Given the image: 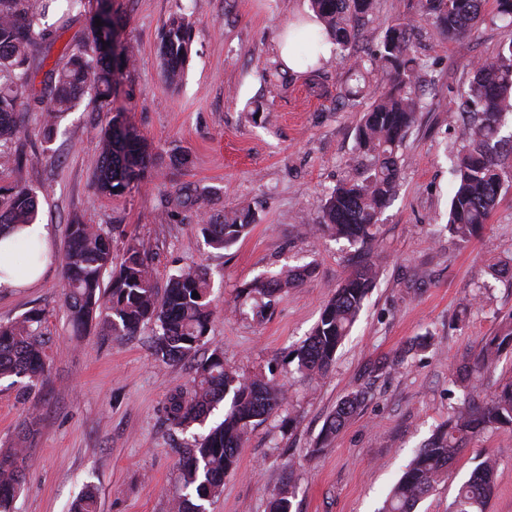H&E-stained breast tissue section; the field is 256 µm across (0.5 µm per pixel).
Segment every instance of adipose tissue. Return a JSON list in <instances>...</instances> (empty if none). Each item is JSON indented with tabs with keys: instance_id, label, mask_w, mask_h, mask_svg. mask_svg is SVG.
Instances as JSON below:
<instances>
[{
	"instance_id": "1",
	"label": "adipose tissue",
	"mask_w": 512,
	"mask_h": 512,
	"mask_svg": "<svg viewBox=\"0 0 512 512\" xmlns=\"http://www.w3.org/2000/svg\"><path fill=\"white\" fill-rule=\"evenodd\" d=\"M51 227L43 222L26 225L0 237V289L28 288L38 283L52 260Z\"/></svg>"
}]
</instances>
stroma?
Returning a JSON list of instances; mask_svg holds the SVG:
<instances>
[{
	"mask_svg": "<svg viewBox=\"0 0 512 512\" xmlns=\"http://www.w3.org/2000/svg\"><path fill=\"white\" fill-rule=\"evenodd\" d=\"M127 23L122 43L135 62L122 70L109 109L84 96L57 137L39 135L45 74L89 31L88 10L52 0L36 36L31 66L35 93L21 100L29 154L27 183L51 226L53 262L36 285L0 291V321L41 312L47 371L31 393L0 380V448L26 449L24 485L14 512H70L85 486H94L99 512H170L178 488L175 447L190 433L170 428L164 404L188 387L194 359L159 362L154 323L117 339L94 326L75 335L63 301L62 256L73 219L113 231L121 260L129 241L151 257L157 288L184 266L207 267L216 313L205 344L221 348L226 367L244 375L273 373L287 392L283 410L252 430L238 471L225 478L209 512H268L271 493L293 474V512H378L414 452L448 420L462 392L450 368L499 333L512 313V182H506L485 228L469 243L446 230L452 165L463 125L451 109L472 64L492 57L503 38L486 20L456 41L428 30V108L398 152L399 190L385 210L373 246L379 265L369 294L333 370L310 381L290 360L317 322L323 303L352 264L356 246L313 234L321 199L362 171L370 157L356 126L366 100L344 104L340 93L352 61L372 51L387 23L409 16L417 0H376L352 47H332L315 67L288 68L280 37L306 17L308 0H116ZM191 23L183 77L169 85L158 48L175 14ZM121 111L150 143L155 167L139 186L118 196L93 185L99 159L95 125ZM184 151L190 164L171 170ZM203 192L214 213L243 207L254 223L233 246L208 248L202 215L185 204ZM311 264L312 274L273 301L242 295L256 277ZM431 345L412 350L413 340ZM403 355L394 369L370 375L374 362ZM363 388L364 400L336 437L319 442L338 401ZM497 463L487 512H512V430L481 434L465 449L416 512H449L458 486L485 459Z\"/></svg>",
	"mask_w": 512,
	"mask_h": 512,
	"instance_id": "stroma-1",
	"label": "stroma"
}]
</instances>
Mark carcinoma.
Returning a JSON list of instances; mask_svg holds the SVG:
<instances>
[{"mask_svg":"<svg viewBox=\"0 0 512 512\" xmlns=\"http://www.w3.org/2000/svg\"><path fill=\"white\" fill-rule=\"evenodd\" d=\"M35 0H0V232L31 224L38 217L36 192L27 185V158L12 149L25 127L26 113L18 111L19 96L32 90L35 72L28 58L36 29L44 13ZM97 3L83 45L65 53V61L47 72L49 106L41 114L44 142L52 141L62 119L74 111L86 93L110 105L116 91L115 76L133 63L129 52L118 53L114 37L122 28L112 0H73L82 7ZM376 0H310L322 30L296 32L292 51L311 65L313 50L326 36L344 48L359 37V22L373 14ZM486 0H420L415 18H398L384 28L377 49L368 58L358 57L349 68L348 98L355 100L384 83L380 94L362 113L356 133L361 148L374 163L363 176L337 186L321 203V220L314 230L345 239L363 251L371 249L377 224L399 187L397 153L408 129L426 107L421 65L415 57L413 33L426 24L444 38H462L485 16ZM492 18L503 23L505 34L491 59L472 66L467 87L455 111L466 127L453 165L454 187L448 210V233L467 243L483 229L498 204L508 172L499 151L501 129L512 112V0H495ZM190 23L182 16L170 18L161 35V68L165 81L181 79L188 54ZM100 162L94 174L96 189L118 196L139 183L154 157L145 139L118 112L96 132ZM190 203L203 213L199 224L205 244L224 250L236 244L253 222L249 210L218 218L207 210V196L199 193ZM64 302L72 327L86 332L97 319L114 336H133L146 322L156 325L155 356L177 363L196 355L210 331L214 316L210 276L201 265L186 266L172 275L164 291L155 286L147 253L128 243L119 266L112 267V231L74 220L68 225V244L63 257ZM111 272L109 283L103 282ZM311 274L310 268H286L254 279L241 293L272 298L297 287ZM377 278V265L366 260L354 265L337 285L321 310L304 343L295 351L297 370L310 380L333 369L336 353L355 323L363 302ZM40 314L25 313L0 323V378L16 377L31 390L45 372V343ZM512 343V314L503 331L482 339L479 349L453 371V383L463 392L448 422L418 450L405 467L379 512H413L448 473L467 442L485 431L512 429V378L492 385L484 396V380L496 367L504 346ZM364 392L356 389L339 400L321 434L333 438L357 412ZM285 391L266 375H240L224 367V353L214 348L196 363L190 387L172 391L165 402L166 420L187 431L204 424L219 404L224 419L204 435L176 449L180 490L172 500V512H207V505L223 491L224 478L238 468L239 449L253 426L264 422L285 405ZM24 448L0 451V512H13L25 470ZM496 462L485 460L457 491L453 512H486L495 486ZM296 495L293 480L272 495L269 512H291ZM73 512H97V493L88 486L73 505Z\"/></svg>","mask_w":512,"mask_h":512,"instance_id":"cac0c4a2","label":"carcinoma"}]
</instances>
